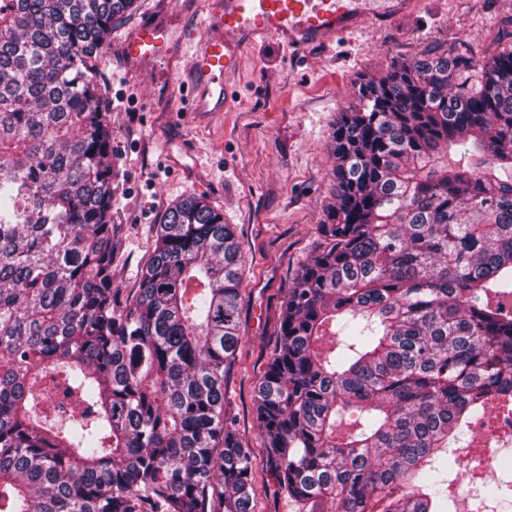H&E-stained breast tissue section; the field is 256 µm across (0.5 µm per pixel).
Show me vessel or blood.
I'll list each match as a JSON object with an SVG mask.
<instances>
[{
  "mask_svg": "<svg viewBox=\"0 0 512 512\" xmlns=\"http://www.w3.org/2000/svg\"><path fill=\"white\" fill-rule=\"evenodd\" d=\"M412 0H212L203 33L191 34L195 51L183 94L188 112H227L235 94L224 76L238 65L244 49L274 39L291 48L324 45L355 23L407 11ZM169 32L152 22L124 36L132 62L154 67L175 49Z\"/></svg>",
  "mask_w": 512,
  "mask_h": 512,
  "instance_id": "b4317fda",
  "label": "vessel or blood"
}]
</instances>
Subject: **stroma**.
Returning <instances> with one entry per match:
<instances>
[{
	"mask_svg": "<svg viewBox=\"0 0 512 512\" xmlns=\"http://www.w3.org/2000/svg\"><path fill=\"white\" fill-rule=\"evenodd\" d=\"M209 0H139L136 14L115 27L95 78L112 124L113 223L119 224L112 282L139 284L153 228L187 195L206 197L235 225L243 245L244 338L226 407L252 453L255 512H292L275 493L263 437L253 418L254 387L276 348L287 288L309 262L317 226L332 200V128L358 103L360 79L384 75L425 51L483 63L512 47V0H417L408 13L364 22L327 45L301 54L270 40L247 47L226 81L238 102L229 112L176 119L179 84L189 52L170 60L173 77H131L118 45L145 22L174 31L204 30Z\"/></svg>",
	"mask_w": 512,
	"mask_h": 512,
	"instance_id": "stroma-1",
	"label": "stroma"
}]
</instances>
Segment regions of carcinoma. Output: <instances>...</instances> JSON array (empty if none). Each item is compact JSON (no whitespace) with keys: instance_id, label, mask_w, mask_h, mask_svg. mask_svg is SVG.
I'll use <instances>...</instances> for the list:
<instances>
[{"instance_id":"obj_1","label":"carcinoma","mask_w":512,"mask_h":512,"mask_svg":"<svg viewBox=\"0 0 512 512\" xmlns=\"http://www.w3.org/2000/svg\"><path fill=\"white\" fill-rule=\"evenodd\" d=\"M137 0H0V512H254L225 393L242 242L169 205L120 298L94 72ZM358 86L334 202L254 420L294 512H448V449L512 411V50Z\"/></svg>"}]
</instances>
